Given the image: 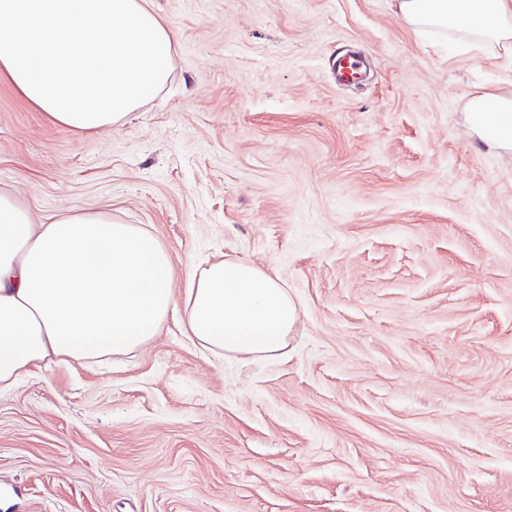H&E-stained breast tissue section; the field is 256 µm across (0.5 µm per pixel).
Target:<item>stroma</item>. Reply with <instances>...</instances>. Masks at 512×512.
Wrapping results in <instances>:
<instances>
[{"mask_svg": "<svg viewBox=\"0 0 512 512\" xmlns=\"http://www.w3.org/2000/svg\"><path fill=\"white\" fill-rule=\"evenodd\" d=\"M170 82L109 130L0 78V189L150 228L176 292L274 268L287 347L125 355L0 391V512H512V153L470 129L512 60L393 0H152ZM359 51V84L337 56Z\"/></svg>", "mask_w": 512, "mask_h": 512, "instance_id": "1", "label": "stroma"}]
</instances>
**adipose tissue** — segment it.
I'll return each instance as SVG.
<instances>
[{"mask_svg":"<svg viewBox=\"0 0 512 512\" xmlns=\"http://www.w3.org/2000/svg\"><path fill=\"white\" fill-rule=\"evenodd\" d=\"M410 26L453 29L512 54V0H396ZM172 41L152 0H0V76L54 123L100 132L168 83ZM467 122L491 150L512 149V93L487 86ZM183 307L201 345L281 352L299 308L277 273L247 258L209 262L173 289L171 257L139 224L66 212L35 217L0 192V389L34 365L127 354Z\"/></svg>","mask_w":512,"mask_h":512,"instance_id":"obj_1","label":"adipose tissue"}]
</instances>
